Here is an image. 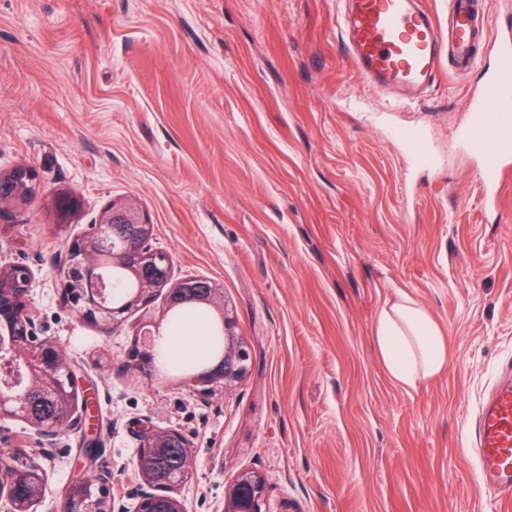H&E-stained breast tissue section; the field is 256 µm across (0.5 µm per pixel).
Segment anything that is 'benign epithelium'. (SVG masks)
I'll use <instances>...</instances> for the list:
<instances>
[{"instance_id":"benign-epithelium-1","label":"benign epithelium","mask_w":512,"mask_h":512,"mask_svg":"<svg viewBox=\"0 0 512 512\" xmlns=\"http://www.w3.org/2000/svg\"><path fill=\"white\" fill-rule=\"evenodd\" d=\"M10 178L16 185V193L34 187L36 173L30 168H17ZM114 224H124L131 228L140 238L132 260L133 267L149 266L155 271L154 277L139 281L137 292L131 297V307L145 305L154 295L163 289L178 284H170V259L163 252L153 249L149 244L152 224L145 212L131 199L114 202L101 213L94 231L72 241L67 247L65 266L67 270L73 255L78 253L84 265L91 271L97 268V259L107 231ZM32 280V272L21 266L0 268V287L16 288L20 292L19 301L13 310L16 342L13 351L20 359L30 383L45 392L65 401L79 388V376L75 365L64 356L62 346L53 338L39 336L41 330L38 315L26 303V296ZM103 284L86 294H68L71 303L79 308L85 317L110 329L124 321L119 309L104 301L100 294ZM196 302L210 307L224 328V354L203 372L183 380V384L202 393L224 391L241 381L249 374L252 367V352L247 342L236 331L235 321L229 316V309L224 299L221 285L210 282L204 294L196 298ZM162 322L147 321L144 323L141 336L149 340L141 342L129 354L126 366L140 374L154 376L159 370L151 368L155 357L154 337L161 335ZM26 411L25 393L19 391H0V416L23 418ZM176 434L173 429L157 428L143 436L141 447L159 448L165 439ZM141 479L138 509L148 512L144 506L160 495L168 498L170 512H186L183 501L175 493L176 485H171L165 493L159 488L150 474L138 472ZM265 478L257 471H242L227 488L224 495V512H264Z\"/></svg>"}]
</instances>
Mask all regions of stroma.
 Wrapping results in <instances>:
<instances>
[{
    "instance_id": "obj_1",
    "label": "stroma",
    "mask_w": 512,
    "mask_h": 512,
    "mask_svg": "<svg viewBox=\"0 0 512 512\" xmlns=\"http://www.w3.org/2000/svg\"><path fill=\"white\" fill-rule=\"evenodd\" d=\"M477 4L474 68L440 70L424 100L390 112L342 49L345 0H0V176L38 175L31 202L0 218V267L32 271L27 304L93 406L51 445L0 416V453L22 446L45 472L31 512H62L80 472L107 490V512H137L150 428L190 445L187 512H224L244 470L264 475L268 512H512L463 454L485 396L512 376V161L485 196L455 138L512 0ZM394 126L422 129L440 164L414 163ZM62 194L81 208L60 225ZM125 199L148 214L173 281L223 285L253 350L231 389L126 370L164 295L109 330L65 298L66 242ZM403 293L448 349L414 389L373 337Z\"/></svg>"
}]
</instances>
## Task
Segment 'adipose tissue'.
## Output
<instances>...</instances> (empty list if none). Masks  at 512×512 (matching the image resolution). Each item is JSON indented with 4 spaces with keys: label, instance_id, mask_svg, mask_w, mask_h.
Segmentation results:
<instances>
[{
    "label": "adipose tissue",
    "instance_id": "ef3b65f1",
    "mask_svg": "<svg viewBox=\"0 0 512 512\" xmlns=\"http://www.w3.org/2000/svg\"><path fill=\"white\" fill-rule=\"evenodd\" d=\"M375 343L386 371L408 388L436 376L448 363L446 342L437 326L423 307L404 294L380 310Z\"/></svg>",
    "mask_w": 512,
    "mask_h": 512
}]
</instances>
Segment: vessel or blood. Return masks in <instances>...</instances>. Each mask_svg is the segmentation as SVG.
I'll list each match as a JSON object with an SVG mask.
<instances>
[{"label": "vessel or blood", "mask_w": 512, "mask_h": 512, "mask_svg": "<svg viewBox=\"0 0 512 512\" xmlns=\"http://www.w3.org/2000/svg\"><path fill=\"white\" fill-rule=\"evenodd\" d=\"M447 25H440L422 0H348L338 24L346 32L343 47L362 77L384 89L423 91L439 75L442 57L452 73L469 71L475 39L484 27L474 0H450ZM494 57L471 99L470 119L457 132L468 150L481 159L480 183L494 187L505 159L512 157V30H498ZM393 139L404 144L419 163L437 159L424 135L396 127ZM475 451L483 483L512 499V379L496 384L483 403L475 428Z\"/></svg>", "instance_id": "vessel-or-blood-1"}]
</instances>
